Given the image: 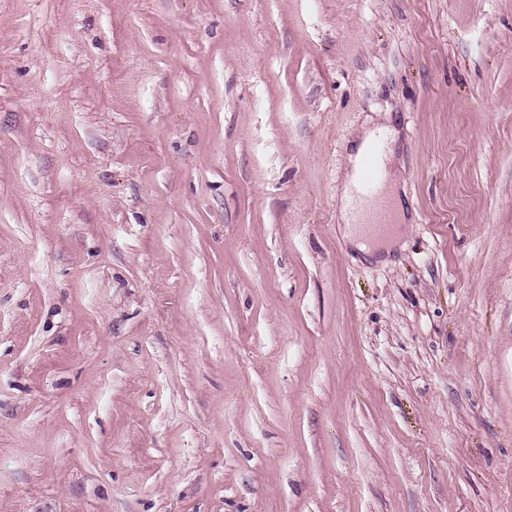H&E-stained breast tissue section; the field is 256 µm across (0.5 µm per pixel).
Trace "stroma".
I'll return each mask as SVG.
<instances>
[{"label": "stroma", "mask_w": 512, "mask_h": 512, "mask_svg": "<svg viewBox=\"0 0 512 512\" xmlns=\"http://www.w3.org/2000/svg\"><path fill=\"white\" fill-rule=\"evenodd\" d=\"M0 512H512V0H0ZM372 138L373 132L366 130L358 134L354 139L352 151L348 156L349 169L339 195L338 218L342 224L346 225L343 227V232L344 237L349 243L357 247L360 251L375 256L362 242L364 234L370 231L366 226H357L363 224L354 223L356 217L351 206V192L353 187L356 186L361 164V176L358 181V188L355 192L356 203L372 198L375 195L378 184L383 179L385 153L382 148L381 140L379 139L378 141L370 143ZM391 195L394 199V204L389 198V196L381 195L371 201L365 204L366 210L368 213H370L374 219L381 220L391 217V213H395V217L401 221L406 220V212L403 209L402 203L400 199L398 198L396 192L394 191L393 187L391 188Z\"/></svg>", "instance_id": "1"}]
</instances>
